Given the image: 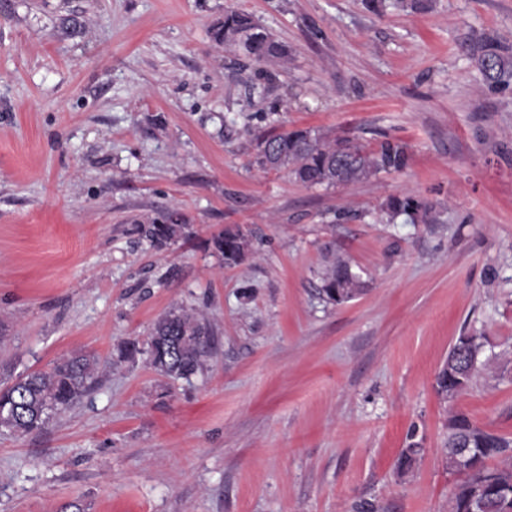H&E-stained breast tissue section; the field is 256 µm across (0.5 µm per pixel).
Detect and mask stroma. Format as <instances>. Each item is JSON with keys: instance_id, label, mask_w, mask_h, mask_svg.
I'll list each match as a JSON object with an SVG mask.
<instances>
[{"instance_id": "1", "label": "stroma", "mask_w": 512, "mask_h": 512, "mask_svg": "<svg viewBox=\"0 0 512 512\" xmlns=\"http://www.w3.org/2000/svg\"><path fill=\"white\" fill-rule=\"evenodd\" d=\"M8 3L0 384L76 350L104 369L46 430H0V512H448L449 417L512 439V86L488 89L468 51L484 33L512 51V0ZM228 7L287 62L215 46ZM294 128L397 141L408 164L329 189L251 166L259 135ZM406 191L435 223L381 211ZM172 209L188 238L135 233ZM229 225L252 233L233 268L208 246ZM337 255L365 289L333 307L318 287ZM175 306L215 329L202 370L119 361ZM464 332L492 363L446 401L434 379ZM412 440L426 454L397 478Z\"/></svg>"}]
</instances>
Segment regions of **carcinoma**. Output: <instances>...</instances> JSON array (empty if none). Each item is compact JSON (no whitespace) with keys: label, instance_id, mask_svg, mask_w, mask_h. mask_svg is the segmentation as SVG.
Masks as SVG:
<instances>
[{"label":"carcinoma","instance_id":"carcinoma-1","mask_svg":"<svg viewBox=\"0 0 512 512\" xmlns=\"http://www.w3.org/2000/svg\"><path fill=\"white\" fill-rule=\"evenodd\" d=\"M211 38L216 45L258 64L288 59L284 44L251 16L233 9L225 10L224 17L212 25ZM469 52L488 88L512 85V54L495 37L482 35L472 40ZM407 160L406 147L399 143L385 142L370 150L348 137L295 129L260 135L252 165L263 171H284L308 187L336 188L400 171ZM382 209L392 218L403 215L412 224L436 221L434 206L411 192L388 197ZM187 228L175 211L147 217L135 225V231L157 250L183 238ZM210 246L224 266L234 267L250 250L251 235L238 226L226 227L211 238ZM362 287L360 276L340 257L320 273L319 294L328 304L341 305ZM214 344L213 327L203 314L175 307L154 323L145 343L136 339L125 342L118 361L145 354L161 375L189 379L202 369ZM480 349L474 336L457 339L435 376L438 395L452 401L476 383L483 369L478 362ZM98 381L99 360L87 352L60 358L48 372L19 376L0 388V428L21 435L41 431L53 416L89 394ZM424 453L419 444H409L397 459L398 474L408 473ZM495 459L499 463L489 465ZM443 461L448 472L462 476L454 486L448 512H472L477 498L482 503L480 512H512V442L482 429L465 414L455 413L448 420Z\"/></svg>","mask_w":512,"mask_h":512}]
</instances>
